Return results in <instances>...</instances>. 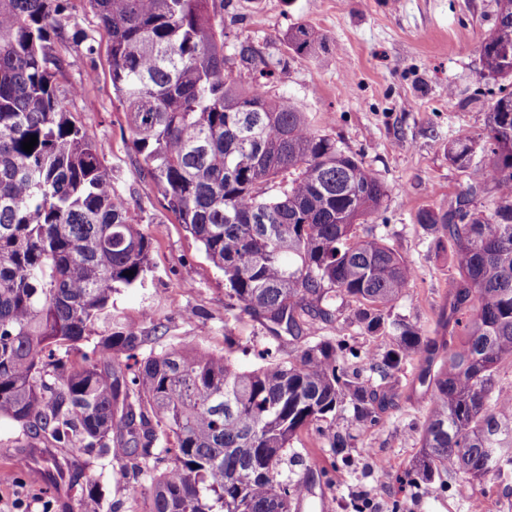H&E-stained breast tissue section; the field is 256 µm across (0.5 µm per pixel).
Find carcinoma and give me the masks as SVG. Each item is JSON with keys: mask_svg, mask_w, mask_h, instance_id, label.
Returning <instances> with one entry per match:
<instances>
[{"mask_svg": "<svg viewBox=\"0 0 512 512\" xmlns=\"http://www.w3.org/2000/svg\"><path fill=\"white\" fill-rule=\"evenodd\" d=\"M69 2L0 0V416L25 435L11 460L23 466L44 440L132 462L123 477L148 472L163 453L145 512H291L304 488L281 475L291 442L315 425L345 458L355 437L336 431V412L349 410L366 432L395 393L360 382L339 357L356 353L330 340L288 362L267 350L250 371L206 348L138 360L145 336L140 323L112 313V292L147 286L152 238L116 193L105 145L73 123L54 81L65 60L53 44L86 40L59 22ZM88 2L109 36L112 87L143 172L223 272L233 305L297 338L304 317L328 321L354 301L364 333L393 336L369 363L383 380L429 349L393 316L413 268L376 236L353 233L356 221L379 214L384 185L363 156L268 95L275 70L251 42L224 53V26L215 23L224 3ZM495 4L480 46L483 76L512 81V0ZM316 43L307 24L287 37L299 57ZM237 67L254 74L251 84L234 76ZM30 135L38 143L27 153ZM478 148L485 159L475 164ZM448 155L468 170V186L451 209L423 210L418 222L452 248L456 341L428 378L413 483L481 478L493 464H512V390L496 384L498 366L512 359V91L489 107L483 133L458 136ZM489 189L496 199L485 215L473 202ZM95 334L94 359L59 357ZM48 463L49 487L80 488L74 505L54 499L57 512H101L92 480Z\"/></svg>", "mask_w": 512, "mask_h": 512, "instance_id": "1", "label": "carcinoma"}]
</instances>
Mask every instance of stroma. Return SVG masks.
Returning <instances> with one entry per match:
<instances>
[{
  "mask_svg": "<svg viewBox=\"0 0 512 512\" xmlns=\"http://www.w3.org/2000/svg\"><path fill=\"white\" fill-rule=\"evenodd\" d=\"M495 12V0H224L228 42H253L268 62L284 64L268 86L270 95L290 99L315 129L362 154L386 187L380 217L358 225L356 233L383 239L414 269L395 312L439 344L452 334L442 313L459 274L450 248L437 247L417 217L424 210L449 209L467 186L468 174L449 159L448 145L459 134L482 133L488 106L505 86L482 75L480 45ZM299 23L321 39L313 56H293L287 47L289 29ZM63 25L83 30L96 48L90 57L86 44L54 45L66 61L55 77L66 110L89 138L105 143L103 163L118 195L153 238L150 288H122L113 296L117 311L140 322L143 355L172 346L229 350L241 368L251 370L260 366L264 349L288 361L306 346L343 339L356 353L350 367H365L368 358L381 356L390 337L364 334L350 304L298 338L273 334L264 322L230 308L223 273L143 174V157L112 89L106 31L86 0H71ZM91 69L97 79L89 85ZM78 85L83 93L71 95ZM438 368L421 356L401 364L391 380L395 405L358 438L352 465L336 463L316 427L293 440L282 473L310 491L301 512H319L323 500L334 510L364 493L374 497L375 512H469L474 504L480 512H512V467H495L474 481L461 474L444 487L436 481L407 484L428 406L420 378ZM80 462L96 483L102 512H144L149 477L112 476L109 460L93 453ZM52 502L38 468L11 473L0 483V512H54Z\"/></svg>",
  "mask_w": 512,
  "mask_h": 512,
  "instance_id": "35a3bbf8",
  "label": "stroma"
}]
</instances>
